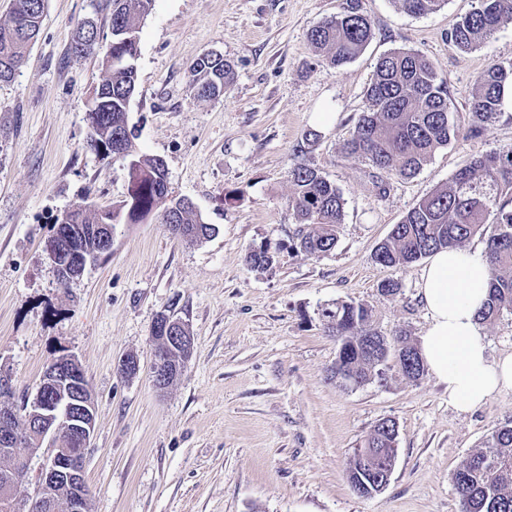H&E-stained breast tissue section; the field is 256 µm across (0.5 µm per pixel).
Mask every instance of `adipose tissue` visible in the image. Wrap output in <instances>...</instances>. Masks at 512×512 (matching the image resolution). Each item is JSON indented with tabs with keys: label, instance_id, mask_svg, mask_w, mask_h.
Instances as JSON below:
<instances>
[{
	"label": "adipose tissue",
	"instance_id": "obj_1",
	"mask_svg": "<svg viewBox=\"0 0 512 512\" xmlns=\"http://www.w3.org/2000/svg\"><path fill=\"white\" fill-rule=\"evenodd\" d=\"M489 278L482 251L448 248L431 255L419 282L429 316L420 353L447 389L449 404L463 412L512 389V354L490 361L482 341L478 313Z\"/></svg>",
	"mask_w": 512,
	"mask_h": 512
}]
</instances>
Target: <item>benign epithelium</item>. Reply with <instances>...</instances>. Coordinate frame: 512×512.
Here are the masks:
<instances>
[{
    "mask_svg": "<svg viewBox=\"0 0 512 512\" xmlns=\"http://www.w3.org/2000/svg\"><path fill=\"white\" fill-rule=\"evenodd\" d=\"M90 233L103 239H112L109 224H76L66 231L68 238L52 239L44 250L59 282L66 284L80 277L92 259L79 248V238ZM162 324L155 330L163 334L169 346L180 350L181 358L170 361L156 358L152 369L155 385L163 389L179 377L192 349V338L184 324L162 314ZM81 364L73 355L52 360L46 367L42 382L32 401L19 408L13 402L9 380L0 374V453L12 454L24 446L31 431L24 423L21 412H29L38 418L35 430L39 441H50V448L40 471L34 494L47 510L54 507V489L61 482L68 484L71 494L66 502V512H85L87 493L84 485L85 454L90 447L94 432L95 404L87 401L75 403L62 390L79 385L77 377ZM68 432L74 448L60 445L62 432ZM26 468L19 465L15 470L0 477V512H17V491L25 484Z\"/></svg>",
    "mask_w": 512,
    "mask_h": 512,
    "instance_id": "1",
    "label": "benign epithelium"
}]
</instances>
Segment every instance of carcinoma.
<instances>
[{"instance_id": "cac0c4a2", "label": "carcinoma", "mask_w": 512, "mask_h": 512, "mask_svg": "<svg viewBox=\"0 0 512 512\" xmlns=\"http://www.w3.org/2000/svg\"><path fill=\"white\" fill-rule=\"evenodd\" d=\"M153 0H107L112 40L99 46L97 25L89 21L78 32L72 51L101 56L105 77L93 91L89 118L95 123L97 146L104 156L123 151L129 183L136 195L118 208L85 209L71 213L70 224H138L156 215L164 224H182L187 242L210 237L214 227L204 223L193 207L180 204L169 188L158 159L136 154L125 132L130 101L136 87L138 33L150 13ZM401 9L420 16L437 10L444 0H398ZM45 0H15L9 19L0 22V81L11 79L21 66L28 48L37 40ZM512 21V0H477V6L461 17L448 34L456 48L469 51L491 38ZM373 37L370 20L352 8L309 32L315 54L336 69L356 58ZM196 96L210 98L227 90L232 66L222 58L204 57L193 67ZM512 85V66L489 65L479 76L471 96L468 136L476 138L486 125L501 115V94ZM369 107L361 113L352 137L345 144L348 155L377 169L412 176L434 151L458 136L457 124L449 119L448 86L438 78L432 64L420 53L395 50L383 55L367 89ZM297 228L293 245L321 256L336 245V227L341 223L344 199L336 185L317 170L299 164L289 171ZM495 209L492 231L486 216ZM486 235L485 257L490 272L489 292L480 314L483 323L494 322L512 310V148L474 158L460 168L450 185L433 191L410 209L379 244L374 259L392 267L417 262L445 248H461L476 234ZM246 261L266 268L273 254L264 244L251 247ZM325 328L331 336L346 340L342 358L348 376L364 382L381 377L374 358L358 352L365 337L380 343L386 336L370 324L369 311L349 302H336L322 309ZM381 420L354 449L349 472L362 496L378 483L380 472L364 465L363 453L381 456L396 441ZM462 512H512V426L497 428L480 449L470 454L452 475Z\"/></svg>"}]
</instances>
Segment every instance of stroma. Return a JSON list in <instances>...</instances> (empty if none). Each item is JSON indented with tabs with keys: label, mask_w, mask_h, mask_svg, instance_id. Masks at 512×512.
<instances>
[{
	"label": "stroma",
	"mask_w": 512,
	"mask_h": 512,
	"mask_svg": "<svg viewBox=\"0 0 512 512\" xmlns=\"http://www.w3.org/2000/svg\"><path fill=\"white\" fill-rule=\"evenodd\" d=\"M96 0H46L24 65L0 82V370L16 405L34 397L46 366L70 353L96 403L85 462L88 512H460L454 470L486 435L512 423V390L462 412L432 374L389 366L385 383L332 378L338 346L321 311L367 307L384 335L420 344L422 262L384 267L374 251L422 198L451 184L473 158L512 147V110L476 138L437 149L413 177L345 154L384 54L411 49L448 83L450 115L470 123L478 76L512 63V22L477 49L448 41L476 0H445L414 16L397 0H154L138 34L128 125L138 154L163 159L175 195L215 228L201 242L175 237L158 217L117 225L107 256L61 284L44 244L58 214L83 201L109 208L128 192L125 161L87 145L89 96L105 77L98 57L71 45L87 19L101 41ZM357 7L374 37L333 69L309 31ZM231 62L226 93L195 96L193 63ZM320 135L302 155L305 131ZM312 167L344 198L337 243L316 257L292 248L288 172ZM275 262L248 265L250 247ZM392 279L398 295L380 285ZM180 320L193 338L182 375L157 389L152 326ZM383 419L398 425L386 488L355 494L353 449Z\"/></svg>",
	"instance_id": "35a3bbf8"
}]
</instances>
